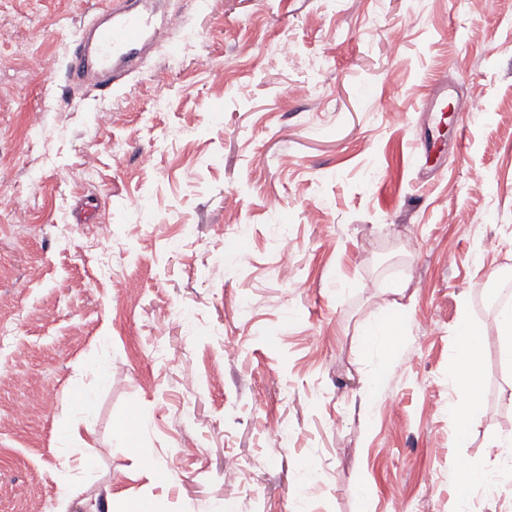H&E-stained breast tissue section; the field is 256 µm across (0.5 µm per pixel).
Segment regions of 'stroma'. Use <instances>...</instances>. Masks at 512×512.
Segmentation results:
<instances>
[{
  "label": "stroma",
  "instance_id": "obj_1",
  "mask_svg": "<svg viewBox=\"0 0 512 512\" xmlns=\"http://www.w3.org/2000/svg\"><path fill=\"white\" fill-rule=\"evenodd\" d=\"M97 2L0 0V512H458L456 460H512V367L476 309L512 273V0H170L178 56L108 94L66 75ZM442 79L482 97L464 135L418 110ZM399 306L374 400L361 333ZM464 311L484 352L461 445Z\"/></svg>",
  "mask_w": 512,
  "mask_h": 512
}]
</instances>
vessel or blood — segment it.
Returning a JSON list of instances; mask_svg holds the SVG:
<instances>
[{"label": "vessel or blood", "mask_w": 512, "mask_h": 512, "mask_svg": "<svg viewBox=\"0 0 512 512\" xmlns=\"http://www.w3.org/2000/svg\"><path fill=\"white\" fill-rule=\"evenodd\" d=\"M150 0H101L83 19L68 62L72 83L94 80L102 90L138 69L146 48L172 40L173 32L153 21Z\"/></svg>", "instance_id": "obj_1"}]
</instances>
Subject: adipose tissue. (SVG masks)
Returning <instances> with one entry per match:
<instances>
[{"label":"adipose tissue","instance_id":"adipose-tissue-1","mask_svg":"<svg viewBox=\"0 0 512 512\" xmlns=\"http://www.w3.org/2000/svg\"><path fill=\"white\" fill-rule=\"evenodd\" d=\"M456 336L459 341V350L453 363L451 381L454 386L467 392V399L454 405L453 411L463 426L458 429V440H465L467 431L465 425L471 422L481 387L480 362L483 355V345L480 340V330L473 323L468 314H461L456 326Z\"/></svg>","mask_w":512,"mask_h":512}]
</instances>
